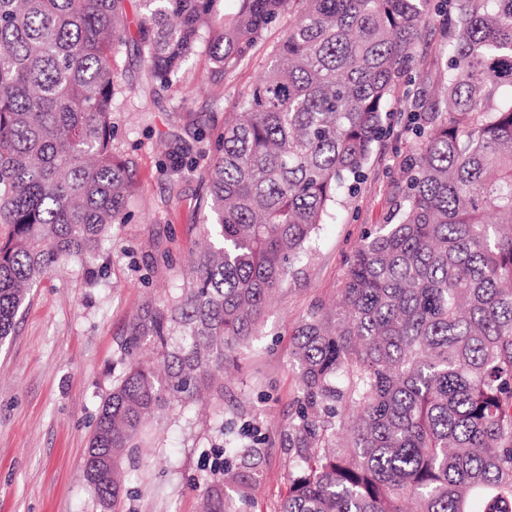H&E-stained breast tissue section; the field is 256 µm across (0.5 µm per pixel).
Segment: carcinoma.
<instances>
[{
  "instance_id": "1",
  "label": "carcinoma",
  "mask_w": 512,
  "mask_h": 512,
  "mask_svg": "<svg viewBox=\"0 0 512 512\" xmlns=\"http://www.w3.org/2000/svg\"><path fill=\"white\" fill-rule=\"evenodd\" d=\"M0 0V342L28 288L86 265L128 219L131 161L112 152L116 56L131 41L164 87L206 44L236 70L282 14L263 73L224 113L205 168L206 244L186 286L133 316L86 453L102 509L125 512L124 466L155 410L203 388L256 336L270 297L390 131L399 78L438 21L440 91L384 223L365 232L334 308L291 358L279 512H512V0ZM153 348L156 365L139 361ZM203 480L201 512H241L259 473L237 442Z\"/></svg>"
}]
</instances>
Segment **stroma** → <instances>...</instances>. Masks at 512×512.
Listing matches in <instances>:
<instances>
[{
  "label": "stroma",
  "instance_id": "35a3bbf8",
  "mask_svg": "<svg viewBox=\"0 0 512 512\" xmlns=\"http://www.w3.org/2000/svg\"><path fill=\"white\" fill-rule=\"evenodd\" d=\"M288 23L281 17L228 74L198 49L157 91L133 51L118 54L122 92L112 109V149L132 161V218L113 225L93 273L70 263L42 278L0 346V512H101L84 462L95 417L115 382L113 354L147 299L184 284L208 215L206 162L185 128L195 121L210 130L223 126L225 111L262 73ZM411 146L410 137L393 134L376 147L364 180L343 194L271 301L257 341L239 354L220 406L193 402L182 417L154 415L151 436L128 467L129 512H199L195 482L210 471L213 448L250 443L254 432L267 438L258 447L263 479L243 512H277L293 457L280 434L301 392L293 333L315 307L339 298L364 231L385 220ZM165 251L172 260L164 264L157 256Z\"/></svg>",
  "mask_w": 512,
  "mask_h": 512
}]
</instances>
